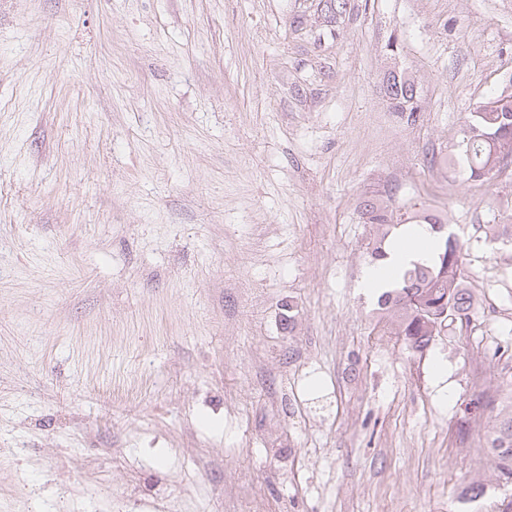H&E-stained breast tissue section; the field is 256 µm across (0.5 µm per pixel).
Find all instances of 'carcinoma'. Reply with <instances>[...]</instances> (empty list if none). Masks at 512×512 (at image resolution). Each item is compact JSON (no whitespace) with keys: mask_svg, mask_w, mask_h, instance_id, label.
Instances as JSON below:
<instances>
[{"mask_svg":"<svg viewBox=\"0 0 512 512\" xmlns=\"http://www.w3.org/2000/svg\"><path fill=\"white\" fill-rule=\"evenodd\" d=\"M414 81L402 78L390 86L387 96L393 110L404 111L408 101L406 94L413 90ZM493 104L488 112H469L465 116L462 137L458 141L450 164L460 168L467 180L484 185L498 173L501 160L512 155V93L494 92L486 97ZM361 218L375 230V244L370 252L372 262L386 256L384 244L393 229L402 224L430 225L434 242L431 257L415 262L400 270L389 288L377 296L380 318L395 327L404 337L407 347L421 353L440 330L436 329L440 310L448 308L457 323L466 325L474 308V297L467 288L462 263L464 242H450L448 235L440 231L444 219L422 209L404 216L395 213L383 197L360 203ZM494 411V399L487 393L466 404L463 411L465 422H479ZM487 455L497 472L498 481L512 484V413L499 414L487 434ZM485 495V484L474 479L464 485L459 499L475 502Z\"/></svg>","mask_w":512,"mask_h":512,"instance_id":"carcinoma-1","label":"carcinoma"}]
</instances>
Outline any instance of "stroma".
Here are the masks:
<instances>
[{
    "label": "stroma",
    "mask_w": 512,
    "mask_h": 512,
    "mask_svg": "<svg viewBox=\"0 0 512 512\" xmlns=\"http://www.w3.org/2000/svg\"><path fill=\"white\" fill-rule=\"evenodd\" d=\"M509 74L512 0H0V512L512 496L455 437L512 389V168L444 163ZM378 191L467 244L470 322L421 354L359 286ZM494 402L495 400L488 393H483L476 399L471 400L466 404L463 411V418L465 422L482 421L486 413L488 418H492L489 414L494 411Z\"/></svg>",
    "instance_id": "stroma-1"
}]
</instances>
